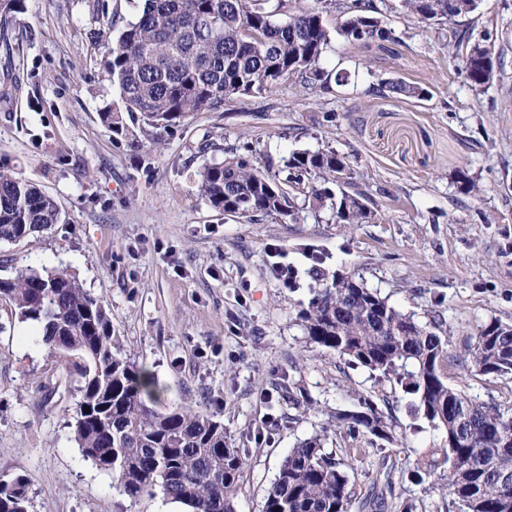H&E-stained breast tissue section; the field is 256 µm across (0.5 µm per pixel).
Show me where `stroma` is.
Wrapping results in <instances>:
<instances>
[{
    "label": "stroma",
    "instance_id": "stroma-1",
    "mask_svg": "<svg viewBox=\"0 0 512 512\" xmlns=\"http://www.w3.org/2000/svg\"><path fill=\"white\" fill-rule=\"evenodd\" d=\"M353 0L317 7L330 32L319 65L342 83L305 89L284 81L163 129L118 135L100 118L120 108L105 47L141 0H25L0 19V166L55 198L64 223L0 242V278L23 266L64 269L103 299L123 355L154 372L162 406L214 415L245 449L237 512H262L268 488L299 440L327 431L344 451L349 485L364 497L389 474L384 512H449L442 481L425 475L433 444L411 398L334 352L309 347L297 312L309 278L281 287L268 245L321 251L329 271L359 274L422 322L443 316L448 382L480 401L512 400V380L467 367L462 352L481 325L512 324V0H481L457 25L466 45L493 44L496 72L473 85L448 46V26L424 22L401 0H373L391 42L355 41L339 27ZM427 87L426 99L391 89ZM333 148L373 217L355 229L329 209L227 214L201 197L208 165L239 156L280 169L294 152ZM466 173L474 192L461 190ZM36 327L0 301V479L30 480V512H185L163 495L136 499L85 460L71 437L77 395L50 391L60 374ZM370 396L392 416L396 439L331 432L336 411Z\"/></svg>",
    "mask_w": 512,
    "mask_h": 512
}]
</instances>
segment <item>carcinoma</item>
<instances>
[{
  "label": "carcinoma",
  "instance_id": "carcinoma-1",
  "mask_svg": "<svg viewBox=\"0 0 512 512\" xmlns=\"http://www.w3.org/2000/svg\"><path fill=\"white\" fill-rule=\"evenodd\" d=\"M269 0H142L131 22L102 58L122 108L101 113L114 133L128 130L123 114L153 128L180 125L197 112L218 111L236 96L269 91L294 76L307 89L329 87L319 60L330 41L319 12L300 7L277 24ZM404 0L413 14L452 25L474 13L479 0ZM340 26L353 40L366 27L394 39L381 21L354 5ZM463 64L482 86L494 70V49L476 44ZM394 92L423 99L428 90L400 81ZM286 176L263 173L244 158L204 168L200 194L226 213H288L305 189L314 207H329L338 224H364L372 211L356 194L340 191L349 174L333 149L295 152ZM63 220L56 200L9 168L0 167V241L17 242ZM0 299L19 317L42 326L40 342L75 383L73 439L83 457L111 475L113 487L131 499L161 493L189 512H236L235 492L246 465L229 444L224 425L190 407L153 408L161 393L154 375L119 353L104 301L65 271L19 270L0 278ZM306 343L333 351L348 363L386 378L413 398L436 443L425 463L444 481L460 512H512V403L480 402L448 384V336L444 320L421 324L389 304L354 274L322 273L313 297L298 313ZM467 365L483 375L512 376V325L491 321L466 346ZM90 412H85V409ZM331 422L350 433L395 439V425L373 399ZM315 433L290 449L266 492L263 512H351L352 491L344 459L324 448ZM30 480H0V512H29Z\"/></svg>",
  "mask_w": 512,
  "mask_h": 512
}]
</instances>
